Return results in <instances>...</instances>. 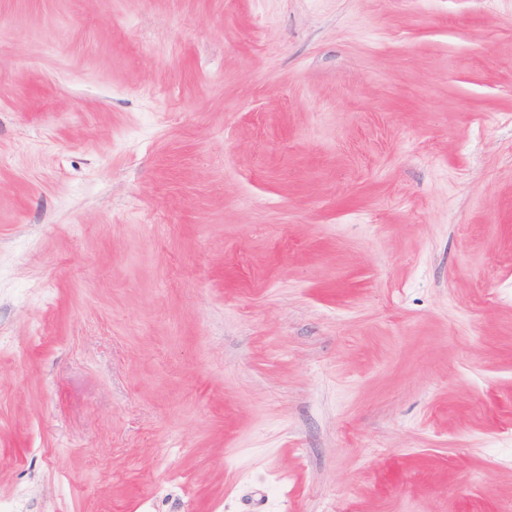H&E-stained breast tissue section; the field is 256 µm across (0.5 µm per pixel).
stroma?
Returning <instances> with one entry per match:
<instances>
[{
  "label": "stroma",
  "instance_id": "1",
  "mask_svg": "<svg viewBox=\"0 0 512 512\" xmlns=\"http://www.w3.org/2000/svg\"><path fill=\"white\" fill-rule=\"evenodd\" d=\"M0 506L512 512V0H0Z\"/></svg>",
  "mask_w": 512,
  "mask_h": 512
}]
</instances>
